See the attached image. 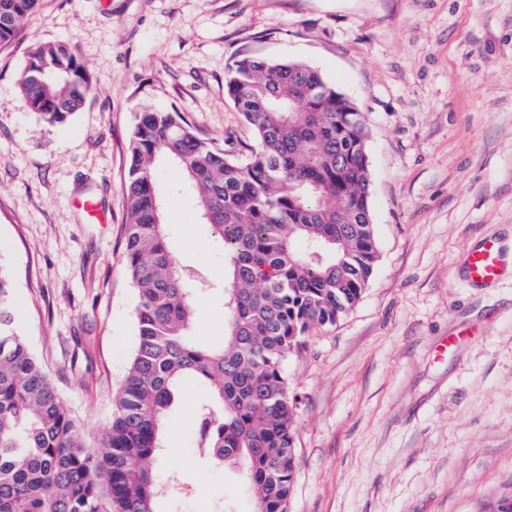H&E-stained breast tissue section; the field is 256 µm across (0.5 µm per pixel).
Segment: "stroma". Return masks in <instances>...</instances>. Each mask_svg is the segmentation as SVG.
I'll return each instance as SVG.
<instances>
[{"instance_id":"35a3bbf8","label":"stroma","mask_w":512,"mask_h":512,"mask_svg":"<svg viewBox=\"0 0 512 512\" xmlns=\"http://www.w3.org/2000/svg\"><path fill=\"white\" fill-rule=\"evenodd\" d=\"M68 41L95 90L67 122L31 113V47ZM245 56L319 70L364 116L379 259L354 308L314 328L284 371L295 414L288 512H496L512 497V281L477 287L463 254L512 251V0H39L0 42V267L17 328L89 439L137 342L122 184L140 104L178 110L221 142L253 132L224 92ZM169 245L222 280L223 257L180 172L161 165ZM101 201L106 223L76 207ZM198 339L224 341V308L196 295ZM483 328L443 360L463 323ZM183 386L163 475L191 492L159 512H253L236 471L200 457Z\"/></svg>"}]
</instances>
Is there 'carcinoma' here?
I'll return each mask as SVG.
<instances>
[{"label":"carcinoma","instance_id":"obj_1","mask_svg":"<svg viewBox=\"0 0 512 512\" xmlns=\"http://www.w3.org/2000/svg\"><path fill=\"white\" fill-rule=\"evenodd\" d=\"M38 0H0V41ZM28 109L63 123L94 90L67 42L29 51L20 74ZM224 89L254 141L201 137L177 110L135 115L122 191L125 263L137 292V344L96 446L53 389L18 332L10 277L0 267V512H158L182 492L162 484L164 422L187 378L204 395L197 448L234 468L254 512H288L295 473L294 418L284 363L316 326L345 316L379 257L362 115L336 85L295 60L245 56ZM183 175L203 223L224 247V343L193 336V291L214 288L177 265L155 171Z\"/></svg>","mask_w":512,"mask_h":512}]
</instances>
